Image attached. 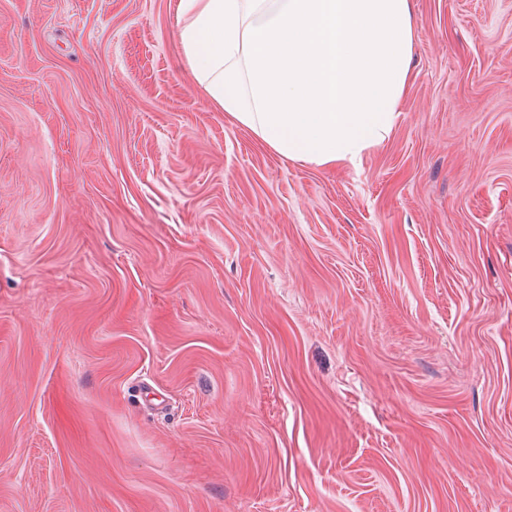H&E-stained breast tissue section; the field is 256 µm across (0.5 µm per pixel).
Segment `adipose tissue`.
<instances>
[{
	"instance_id": "1",
	"label": "adipose tissue",
	"mask_w": 512,
	"mask_h": 512,
	"mask_svg": "<svg viewBox=\"0 0 512 512\" xmlns=\"http://www.w3.org/2000/svg\"><path fill=\"white\" fill-rule=\"evenodd\" d=\"M197 83L281 157L360 166L400 116L411 0H179Z\"/></svg>"
}]
</instances>
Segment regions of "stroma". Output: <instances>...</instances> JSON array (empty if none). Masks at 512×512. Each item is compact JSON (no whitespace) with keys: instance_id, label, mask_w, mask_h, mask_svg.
Here are the masks:
<instances>
[{"instance_id":"stroma-1","label":"stroma","mask_w":512,"mask_h":512,"mask_svg":"<svg viewBox=\"0 0 512 512\" xmlns=\"http://www.w3.org/2000/svg\"><path fill=\"white\" fill-rule=\"evenodd\" d=\"M178 3L0 0V512H512V0H413L357 168Z\"/></svg>"}]
</instances>
